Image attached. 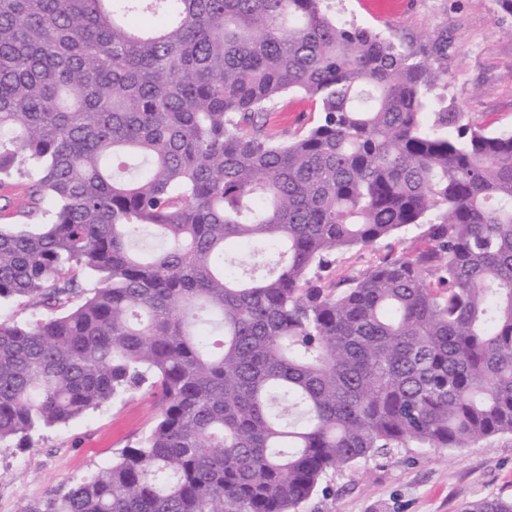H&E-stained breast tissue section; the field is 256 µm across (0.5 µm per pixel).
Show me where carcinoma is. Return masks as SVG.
<instances>
[{
    "label": "carcinoma",
    "instance_id": "1",
    "mask_svg": "<svg viewBox=\"0 0 512 512\" xmlns=\"http://www.w3.org/2000/svg\"><path fill=\"white\" fill-rule=\"evenodd\" d=\"M447 58L328 0H0V303L53 312L0 319V447L161 406L18 512H301L359 459L512 436V131L434 95ZM293 94L319 119L276 140ZM423 230L424 226L412 225L393 238L380 241L373 247L340 253L336 255L335 263L323 274L328 278V281H334L341 276H348L361 271L387 255L399 254L403 249H407Z\"/></svg>",
    "mask_w": 512,
    "mask_h": 512
}]
</instances>
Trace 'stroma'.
Listing matches in <instances>:
<instances>
[{
    "label": "stroma",
    "mask_w": 512,
    "mask_h": 512,
    "mask_svg": "<svg viewBox=\"0 0 512 512\" xmlns=\"http://www.w3.org/2000/svg\"><path fill=\"white\" fill-rule=\"evenodd\" d=\"M330 12L386 37L426 44L448 37L447 103L479 118L488 129H512V14L496 0H396L374 7L367 0H331ZM318 106L290 96L267 115L276 135L312 127ZM423 231L412 225L373 247L338 254L326 272L336 280L400 253ZM161 407L141 391L35 437L29 448H0V512H17L51 490L92 475L113 453L135 445ZM327 491L302 512H462L481 498H512V437L501 436L452 450L411 447L333 473Z\"/></svg>",
    "instance_id": "35a3bbf8"
}]
</instances>
